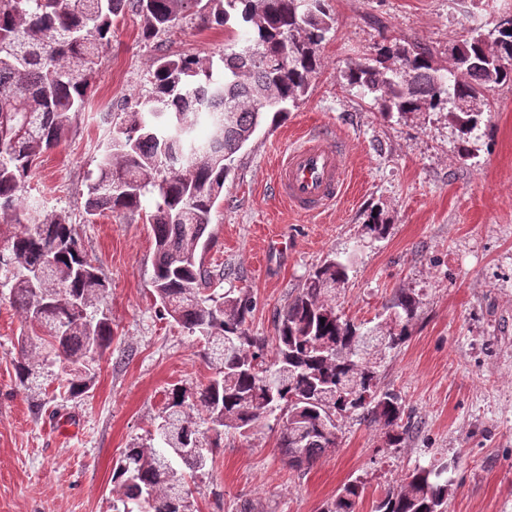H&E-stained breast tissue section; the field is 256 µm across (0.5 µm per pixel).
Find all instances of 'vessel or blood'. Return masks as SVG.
<instances>
[{
    "label": "vessel or blood",
    "instance_id": "obj_1",
    "mask_svg": "<svg viewBox=\"0 0 512 512\" xmlns=\"http://www.w3.org/2000/svg\"><path fill=\"white\" fill-rule=\"evenodd\" d=\"M347 156L328 133H307L280 155L273 190L300 215L327 210L347 189Z\"/></svg>",
    "mask_w": 512,
    "mask_h": 512
}]
</instances>
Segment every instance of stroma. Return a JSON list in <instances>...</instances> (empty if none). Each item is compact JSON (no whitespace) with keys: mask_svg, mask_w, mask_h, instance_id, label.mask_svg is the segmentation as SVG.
<instances>
[{"mask_svg":"<svg viewBox=\"0 0 512 512\" xmlns=\"http://www.w3.org/2000/svg\"><path fill=\"white\" fill-rule=\"evenodd\" d=\"M334 30L308 97L278 125L262 126L239 153L208 231L206 266L223 264L220 291L246 293L252 335L274 324L326 258L349 264L336 304L355 324L381 323L398 290L420 304L407 341L377 364L378 385L404 401L411 429L392 448L376 423L339 421V445L314 464L290 467L274 419L248 437L226 433L198 475L199 512H322L345 483L367 490L356 512L399 487L415 466L442 463L446 512H512V85L495 87L468 143L447 111L383 117L343 71L378 45L406 40L439 66L467 30L512 14V0H328ZM143 18L114 20L93 92L67 140L44 153L28 195L68 212L81 248L109 283L112 347L98 357L86 394L38 408L20 391L14 362L29 325L0 297V512H112L120 454L153 429L172 385L207 383L202 345L158 312L154 251L142 217L87 216L91 173L112 116L148 88L158 54L217 57L223 27L184 20L154 41ZM325 128L346 143L349 186L318 216L293 214L272 191L276 159L302 131ZM391 226L378 239L371 212Z\"/></svg>","mask_w":512,"mask_h":512,"instance_id":"35a3bbf8","label":"stroma"}]
</instances>
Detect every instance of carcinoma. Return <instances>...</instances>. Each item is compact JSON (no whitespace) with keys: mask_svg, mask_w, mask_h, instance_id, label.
Returning a JSON list of instances; mask_svg holds the SVG:
<instances>
[{"mask_svg":"<svg viewBox=\"0 0 512 512\" xmlns=\"http://www.w3.org/2000/svg\"><path fill=\"white\" fill-rule=\"evenodd\" d=\"M202 19L236 30L219 62L162 55L153 62L150 91L118 113L110 143L90 179L85 210L135 215L148 211L154 238L155 303L191 336L201 337L215 369L207 384L173 387L147 443H133L113 469V512H198L188 479L204 470L209 449L224 431L246 437L262 419L279 426L277 447L288 462L310 465L338 445V419L356 414L380 424L397 448L409 429L399 395L377 387L370 332L336 309L347 263L330 258L310 274L278 315L275 357L247 327L252 301L219 294L212 280L224 270L203 269L197 247L212 221L235 155L264 122L284 119L320 73L319 47L334 28L326 0H0V213L9 232L0 246V295L29 322L14 364L20 389L32 394L58 362L73 365L71 398L94 381L91 355L113 340L112 320L97 308L107 283L82 253L70 216L26 200L37 160L68 137L73 117L93 86L112 22L133 5L145 21L143 37L179 25L200 3ZM451 67L413 43H391L346 67L351 87L372 97L389 116L448 109L462 142L482 113L464 109L485 81L512 84V17L489 30L469 31L448 48ZM206 122L209 136L196 127ZM375 337L386 350L404 343L418 301L399 291ZM446 466H416L389 489L373 512H445ZM364 484L343 485L323 512H356Z\"/></svg>","mask_w":512,"mask_h":512,"instance_id":"obj_1","label":"carcinoma"}]
</instances>
